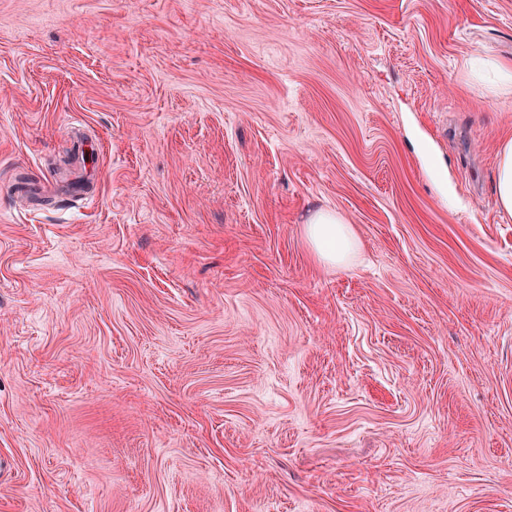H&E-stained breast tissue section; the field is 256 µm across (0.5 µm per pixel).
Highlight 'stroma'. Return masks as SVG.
<instances>
[{
  "mask_svg": "<svg viewBox=\"0 0 512 512\" xmlns=\"http://www.w3.org/2000/svg\"><path fill=\"white\" fill-rule=\"evenodd\" d=\"M476 55L512 0H0V512H512ZM304 235L316 258L325 265L347 266L360 251L351 225L330 209L312 213L304 224Z\"/></svg>",
  "mask_w": 512,
  "mask_h": 512,
  "instance_id": "stroma-1",
  "label": "stroma"
}]
</instances>
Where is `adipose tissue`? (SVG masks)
I'll return each instance as SVG.
<instances>
[{"label": "adipose tissue", "mask_w": 512, "mask_h": 512, "mask_svg": "<svg viewBox=\"0 0 512 512\" xmlns=\"http://www.w3.org/2000/svg\"><path fill=\"white\" fill-rule=\"evenodd\" d=\"M494 193L503 220L512 221V138L502 139L496 152ZM304 235L319 262L346 266L360 251L351 226L335 211L318 210L304 226Z\"/></svg>", "instance_id": "adipose-tissue-1"}]
</instances>
